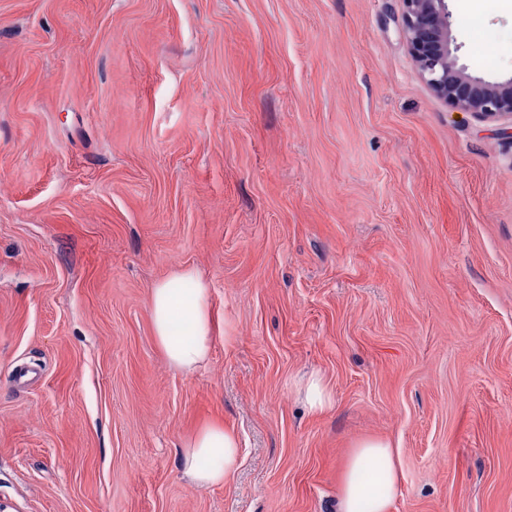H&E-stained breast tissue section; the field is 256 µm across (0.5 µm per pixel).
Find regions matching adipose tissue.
<instances>
[{"label":"adipose tissue","mask_w":512,"mask_h":512,"mask_svg":"<svg viewBox=\"0 0 512 512\" xmlns=\"http://www.w3.org/2000/svg\"><path fill=\"white\" fill-rule=\"evenodd\" d=\"M193 273L182 270L154 285L150 312L154 335L170 364L190 373L204 363L214 339V318L203 283L187 287ZM238 435L221 425L201 429L186 446L179 465L193 486L229 482L240 463ZM399 485L396 454L388 440L366 438L352 451L342 478L336 512H390Z\"/></svg>","instance_id":"ef3b65f1"}]
</instances>
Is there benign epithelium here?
Returning a JSON list of instances; mask_svg holds the SVG:
<instances>
[{
	"instance_id": "benign-epithelium-1",
	"label": "benign epithelium",
	"mask_w": 512,
	"mask_h": 512,
	"mask_svg": "<svg viewBox=\"0 0 512 512\" xmlns=\"http://www.w3.org/2000/svg\"><path fill=\"white\" fill-rule=\"evenodd\" d=\"M401 34L418 72L432 93L451 108L480 121L512 127V77L490 82L465 73L452 56L448 0H399Z\"/></svg>"
}]
</instances>
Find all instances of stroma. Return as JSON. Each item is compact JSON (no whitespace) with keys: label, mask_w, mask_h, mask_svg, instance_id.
<instances>
[{"label":"stroma","mask_w":512,"mask_h":512,"mask_svg":"<svg viewBox=\"0 0 512 512\" xmlns=\"http://www.w3.org/2000/svg\"><path fill=\"white\" fill-rule=\"evenodd\" d=\"M448 8L459 66L511 78L512 0ZM400 25L0 0V512H332L371 436L391 512H512V134L436 98ZM181 268L215 322L189 375L149 307ZM210 424L243 461L200 490L179 453ZM300 395L308 409L314 413L328 409L333 400L329 384L318 375H311L307 379Z\"/></svg>","instance_id":"obj_1"}]
</instances>
